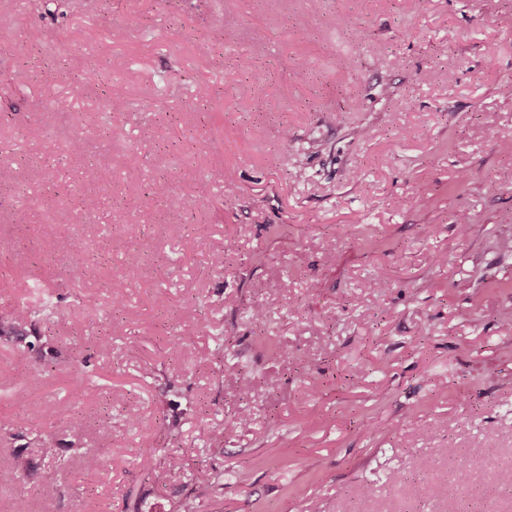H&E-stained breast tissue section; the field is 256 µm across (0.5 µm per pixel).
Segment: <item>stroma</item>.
<instances>
[{
  "label": "stroma",
  "instance_id": "obj_1",
  "mask_svg": "<svg viewBox=\"0 0 512 512\" xmlns=\"http://www.w3.org/2000/svg\"><path fill=\"white\" fill-rule=\"evenodd\" d=\"M1 11L0 197L25 202L0 208V308L37 282L52 311L25 360L0 344V468L24 465L0 512H177L203 466L224 482L201 512H512V0ZM162 152L184 208L152 191Z\"/></svg>",
  "mask_w": 512,
  "mask_h": 512
}]
</instances>
